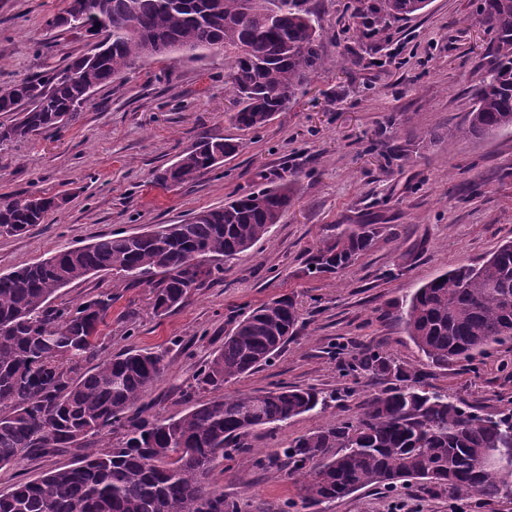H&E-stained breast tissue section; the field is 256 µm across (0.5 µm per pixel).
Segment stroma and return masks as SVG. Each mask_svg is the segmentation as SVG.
Segmentation results:
<instances>
[{"mask_svg": "<svg viewBox=\"0 0 512 512\" xmlns=\"http://www.w3.org/2000/svg\"><path fill=\"white\" fill-rule=\"evenodd\" d=\"M319 13L324 69L263 127L232 122L233 95L224 55L136 62L96 91L78 120L59 134L0 146V196L36 189L63 198L47 223L0 236V272L42 260L104 234H140L229 197L297 176L298 200L271 232L176 310L156 314L151 288L93 276L62 289L77 302L111 291L112 310L89 370L128 347L165 350L169 367L148 396L162 417L181 415L202 398L195 372L224 346L243 315L272 299L293 297L303 326L267 365L225 383L227 395L285 384L332 394L326 412H311L253 432V447L273 450L332 419L351 418L374 392L394 384L351 365L364 350L391 355L424 383L482 412L512 407V344L445 370L429 366L389 314L414 288L468 261L482 262L512 235V133L466 138L490 39L479 0H430L426 9L362 44L352 33L354 0H311ZM68 0H0V88L66 57L86 52L44 21ZM239 142L222 166L178 189L157 175L199 137ZM340 224L382 231L356 262L328 278L304 273L310 250ZM77 452L21 456L0 468V492L70 466ZM243 512H512V502L480 496L451 503L423 484L385 492L371 487L314 507L287 469H261L241 457L211 473Z\"/></svg>", "mask_w": 512, "mask_h": 512, "instance_id": "stroma-1", "label": "stroma"}]
</instances>
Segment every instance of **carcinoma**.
<instances>
[{
  "instance_id": "obj_1",
  "label": "carcinoma",
  "mask_w": 512,
  "mask_h": 512,
  "mask_svg": "<svg viewBox=\"0 0 512 512\" xmlns=\"http://www.w3.org/2000/svg\"><path fill=\"white\" fill-rule=\"evenodd\" d=\"M56 28L103 35L91 51L0 89V144L56 133L54 118L72 124L100 88L138 60L190 51L189 58L231 59L225 83L242 129L265 125L283 111L310 74L324 65L317 17L309 0H76ZM423 0H358L354 34L369 39L424 10ZM480 23L491 34L485 76L462 133L512 132V0H479ZM239 144L204 137L180 153L159 180L181 186L224 163ZM297 195V179L195 211L181 224H158L141 235L112 233L77 248L0 274V468L20 455L82 448L78 461L15 484L0 494V512H241L209 481L216 463L242 455L254 464L286 461L301 482L303 501L317 505L373 486L417 481L435 495L487 500L509 497L512 472L486 461L512 443V410L484 415L423 383L393 359L364 351L355 367L399 383L366 398L357 417L329 422L281 450L245 443L259 427L329 407L313 388L224 396V383L257 370L296 335L293 299L279 297L240 319L224 347L196 374L198 391L213 397L179 416L150 413L146 397L168 369L165 350L129 347L91 371L78 364L97 351L112 291L52 305L63 288L99 273L153 288L154 309L166 314L202 287L212 270L266 239ZM0 198V235L45 223L56 197ZM381 226L347 224L310 255V275L336 274L374 245ZM409 338L428 363L446 370L512 342V240L479 264L461 263L401 302ZM124 430L117 445L89 440Z\"/></svg>"
}]
</instances>
